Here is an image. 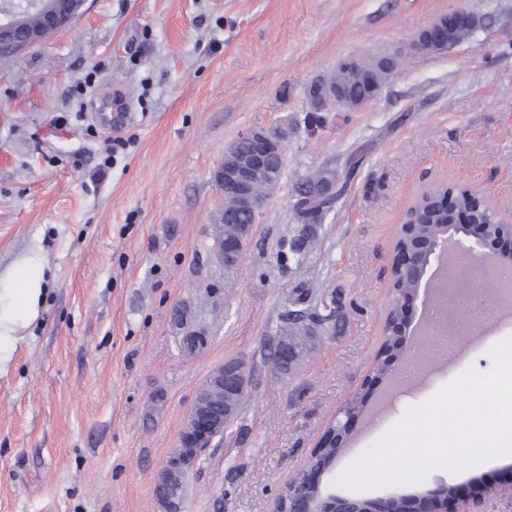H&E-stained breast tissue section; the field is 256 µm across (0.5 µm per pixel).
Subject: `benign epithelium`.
I'll return each instance as SVG.
<instances>
[{
    "label": "benign epithelium",
    "instance_id": "obj_1",
    "mask_svg": "<svg viewBox=\"0 0 512 512\" xmlns=\"http://www.w3.org/2000/svg\"><path fill=\"white\" fill-rule=\"evenodd\" d=\"M12 15L8 2L0 4V45H7L18 51L33 43L30 34L11 22ZM476 13L466 8H454L442 19L432 22L417 33L412 41L426 36L434 44L448 43L444 33L447 21L454 23V29L464 36H470L474 28ZM252 145V159L230 170L219 169L214 181L222 194L236 196L241 203L253 208L260 201L253 196L254 183L271 174V167L284 166L282 156H273L274 142L267 130L255 128L242 133ZM475 201L473 208H461L448 193L440 196L435 203L438 214H448V219L439 225L437 233L424 238L419 234L418 225L402 221L399 225L391 264V276H408L415 280L416 287L398 294L388 289L387 310L383 324V336L392 338L382 358L391 360L407 353L405 335L408 322L404 314L394 309L398 301L408 305L420 297V288L427 281L434 264L451 253H461L476 262V276L482 275L486 259H491L496 268L512 270V251L502 252L498 247L512 244V225L503 224L495 228L491 224L493 208L477 192L468 190ZM358 414L351 413L344 418H335L324 431L321 439L312 449L306 464L298 474L288 480V512H485L487 501L512 499V479L506 484L484 485L479 490L464 494L457 486L444 485L434 489H421L413 494H388L384 496H336L328 495L321 485V477L332 470L336 458L343 450L349 435L351 422ZM193 465L189 459L167 460L155 476V484L163 483L169 472L179 469L188 476Z\"/></svg>",
    "mask_w": 512,
    "mask_h": 512
}]
</instances>
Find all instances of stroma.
<instances>
[{
  "instance_id": "stroma-1",
  "label": "stroma",
  "mask_w": 512,
  "mask_h": 512,
  "mask_svg": "<svg viewBox=\"0 0 512 512\" xmlns=\"http://www.w3.org/2000/svg\"><path fill=\"white\" fill-rule=\"evenodd\" d=\"M481 27L447 52L408 54L355 112H320L307 84L348 56L405 44L453 7ZM121 91L130 120L90 115ZM288 131L285 169L244 258L212 251L225 149L252 128ZM124 145L113 148L114 140ZM358 167L321 223L301 224L295 187ZM478 191L512 222V0H86L65 29L0 59V512H160L153 479L176 448L198 390L231 359L251 368L249 398L188 477L183 512H271L382 339L391 245L408 201L434 182ZM42 273L38 311L13 295L20 268ZM307 290L340 329H315L298 373L272 356L285 299ZM494 285L460 284L447 335L421 302L411 349L435 351L377 383L322 483L468 372L484 374L512 337ZM206 345L179 351L185 330ZM512 477V454L416 486Z\"/></svg>"
}]
</instances>
